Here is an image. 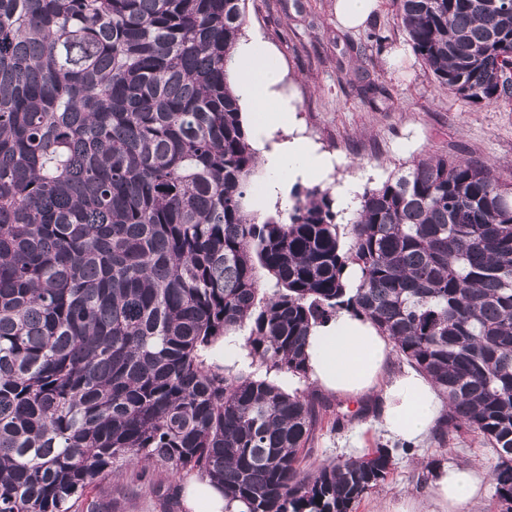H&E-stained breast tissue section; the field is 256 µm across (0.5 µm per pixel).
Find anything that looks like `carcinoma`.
Instances as JSON below:
<instances>
[{
    "instance_id": "cac0c4a2",
    "label": "carcinoma",
    "mask_w": 512,
    "mask_h": 512,
    "mask_svg": "<svg viewBox=\"0 0 512 512\" xmlns=\"http://www.w3.org/2000/svg\"><path fill=\"white\" fill-rule=\"evenodd\" d=\"M245 2L0 0V512H112L138 464L245 512H353L389 451L305 473L330 405L263 379L307 377L306 336L345 306L435 383L436 443L495 450L512 512V185L428 156L352 210L315 186L259 220L228 81ZM392 3L439 85L512 97V0ZM241 332L247 368L208 358Z\"/></svg>"
}]
</instances>
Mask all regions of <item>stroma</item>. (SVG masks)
<instances>
[{"instance_id":"stroma-1","label":"stroma","mask_w":512,"mask_h":512,"mask_svg":"<svg viewBox=\"0 0 512 512\" xmlns=\"http://www.w3.org/2000/svg\"><path fill=\"white\" fill-rule=\"evenodd\" d=\"M336 0H247L246 39L261 37L273 51L283 80L279 90L297 107V127L274 130L283 142L306 137L336 163L323 180L332 195L352 180L375 187L413 160L430 155L474 159L512 183V99L474 105L449 95L425 71L393 18L390 0L361 27H341ZM303 463L309 473L340 458H357L389 445L393 466L386 481L365 495L355 512H375L430 490L433 469L474 463L492 473L497 455L474 434L449 437L445 446L425 440L404 451L389 443L373 415L331 396ZM341 428H333L337 414ZM165 471H116L109 481L112 512H162L153 484Z\"/></svg>"}]
</instances>
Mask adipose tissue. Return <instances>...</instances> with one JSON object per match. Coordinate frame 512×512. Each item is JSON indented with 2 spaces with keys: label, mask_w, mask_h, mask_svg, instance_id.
Instances as JSON below:
<instances>
[{
  "label": "adipose tissue",
  "mask_w": 512,
  "mask_h": 512,
  "mask_svg": "<svg viewBox=\"0 0 512 512\" xmlns=\"http://www.w3.org/2000/svg\"><path fill=\"white\" fill-rule=\"evenodd\" d=\"M231 70L241 105L254 114L255 142L268 171L292 180H324L333 161L308 140L269 141L273 124L292 123L296 112L278 91L281 70L270 49L258 41L243 44ZM305 353L308 375L322 390L350 401L378 396L379 425L398 443L417 445L446 410L435 385L423 373L412 368L391 371L389 340L362 314L343 309L315 326ZM481 491L482 476L476 466H445L435 470L427 498L411 496L395 505H383L381 512H469ZM181 505L184 512L245 510L240 502H226L222 487L198 476L185 485Z\"/></svg>",
  "instance_id": "ef3b65f1"
}]
</instances>
